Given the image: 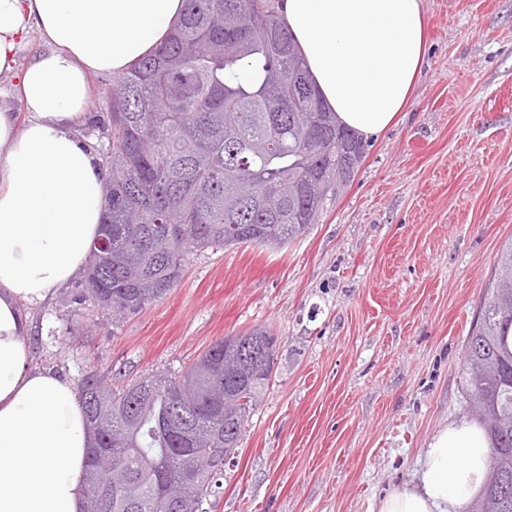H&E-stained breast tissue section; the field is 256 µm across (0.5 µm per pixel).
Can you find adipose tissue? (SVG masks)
Returning <instances> with one entry per match:
<instances>
[{
	"mask_svg": "<svg viewBox=\"0 0 512 512\" xmlns=\"http://www.w3.org/2000/svg\"><path fill=\"white\" fill-rule=\"evenodd\" d=\"M185 0H0V512H79L89 430L73 383L31 365L30 314L83 269L100 234L108 173L78 132L93 73L119 75L163 42ZM280 10L341 126L384 133L423 60L421 0H282ZM41 52L18 65L22 42ZM488 477L475 422L431 436L416 484L373 512H464Z\"/></svg>",
	"mask_w": 512,
	"mask_h": 512,
	"instance_id": "adipose-tissue-1",
	"label": "adipose tissue"
}]
</instances>
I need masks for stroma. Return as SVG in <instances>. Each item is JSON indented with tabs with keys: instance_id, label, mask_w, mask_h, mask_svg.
<instances>
[{
	"instance_id": "1",
	"label": "stroma",
	"mask_w": 512,
	"mask_h": 512,
	"mask_svg": "<svg viewBox=\"0 0 512 512\" xmlns=\"http://www.w3.org/2000/svg\"><path fill=\"white\" fill-rule=\"evenodd\" d=\"M411 100L317 224L281 248L191 254L181 282L113 326L80 280L33 317L32 363L113 386L178 373L216 340L278 338L270 384L202 512H370L432 434L472 418L463 354L512 238V0H423ZM113 77L83 134L105 143Z\"/></svg>"
}]
</instances>
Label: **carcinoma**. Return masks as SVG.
Masks as SVG:
<instances>
[{
    "mask_svg": "<svg viewBox=\"0 0 512 512\" xmlns=\"http://www.w3.org/2000/svg\"><path fill=\"white\" fill-rule=\"evenodd\" d=\"M167 41L112 83L102 166V233L85 298L118 324L163 299L185 257L212 246L282 247L347 187L366 145L324 104L270 0H185ZM261 368L212 343L186 371L114 389L90 370L78 395L92 432L81 512H169L186 481L199 512L236 452L269 384L278 338ZM469 403L489 441V474L466 512H512V239L497 255L465 351Z\"/></svg>",
    "mask_w": 512,
    "mask_h": 512,
    "instance_id": "carcinoma-1",
    "label": "carcinoma"
}]
</instances>
